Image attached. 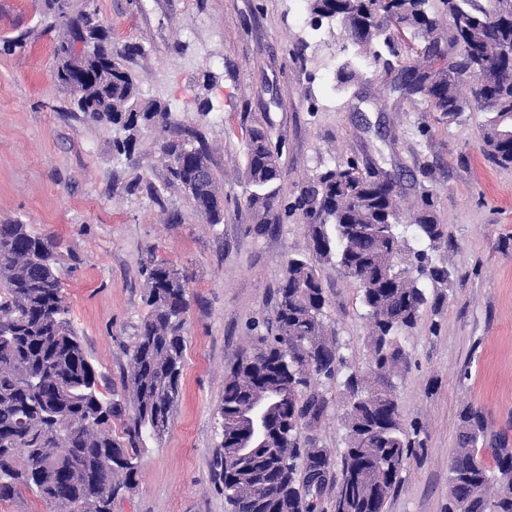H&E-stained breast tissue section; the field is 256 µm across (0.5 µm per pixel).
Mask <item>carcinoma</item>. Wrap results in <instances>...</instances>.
Returning a JSON list of instances; mask_svg holds the SVG:
<instances>
[{
    "label": "carcinoma",
    "mask_w": 512,
    "mask_h": 512,
    "mask_svg": "<svg viewBox=\"0 0 512 512\" xmlns=\"http://www.w3.org/2000/svg\"><path fill=\"white\" fill-rule=\"evenodd\" d=\"M308 2L318 19L314 29L334 19L352 46L377 59L383 50L401 54L388 17L411 30L423 46L402 69L403 98L452 120L473 106L488 112L482 150L494 164L512 166L506 139L512 131V0ZM47 7L66 30L54 50L57 78L77 95V110L124 132L113 140L119 155L134 150L141 131H157L170 183L194 195L192 207L207 223H224L208 151L189 146L167 104L142 99L137 75L123 64L141 49L112 48L106 32L93 26L94 9L72 14L68 0H47ZM443 18L449 20L444 42L434 37ZM438 58L448 64L435 67ZM281 158L269 127H251L246 206L260 234L288 217ZM351 168L321 173L302 201L315 259H288L274 317L254 325V348L224 377L218 465L231 512H316L328 484L345 488V512H384L412 449L425 447L421 430L401 421L391 375L406 359L401 339L427 309L440 306L451 283L448 267L432 258L445 224L427 194L403 223L400 177L381 171L362 183ZM411 228L426 248L409 245ZM56 249L54 237L34 235L26 224H0V499L23 486L54 512H74L78 502L92 512H112L118 491L136 482L145 438L168 429L183 370L188 278L144 260L151 312L130 349L123 396L107 398L67 318ZM401 258L407 259L402 268ZM332 260L359 284L370 324L368 371L350 372L343 381L348 445L337 462L311 441L301 447L299 439L302 426L317 424L327 405L316 381L336 379L345 366L338 343L326 336V296L316 266ZM124 415L122 434H112V419ZM448 512H512V450L485 447L483 420L473 408L460 414L448 465Z\"/></svg>",
    "instance_id": "obj_1"
}]
</instances>
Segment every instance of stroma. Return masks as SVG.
Returning <instances> with one entry per match:
<instances>
[{
	"label": "stroma",
	"mask_w": 512,
	"mask_h": 512,
	"mask_svg": "<svg viewBox=\"0 0 512 512\" xmlns=\"http://www.w3.org/2000/svg\"><path fill=\"white\" fill-rule=\"evenodd\" d=\"M91 6L113 46L140 47L129 68L144 99L170 103V119L205 143L224 222L206 224L168 182L154 134L131 156L112 150L111 126L72 106L56 78L58 29L46 0H0V224L22 223L59 242L68 317L102 383L123 391L129 349L149 316L141 264L147 255L189 278L181 391L167 432L147 440L138 483L112 512H229L217 476V407L224 373L251 346L250 325L270 316L288 258L310 252L306 221L294 216L256 234L245 205L248 130L271 126L283 145L282 192L296 198L325 168L354 162L400 175L402 210L432 196L447 240L437 258L455 273L438 311L406 335L394 372L403 424L426 446L411 458L385 512H447L448 462L459 414L483 416L486 445L512 448V168L481 149L487 112L450 120L409 101L376 107L399 70L349 45L338 22L313 29L307 0H71ZM305 62L292 59L297 41ZM350 63L356 80L338 86ZM210 71L209 90L197 77ZM207 95L211 112L199 111ZM138 191H128L132 181ZM325 325L350 368L368 361V325L357 284L320 263ZM322 419L302 437L340 455L347 445L341 382L322 381Z\"/></svg>",
	"instance_id": "1"
}]
</instances>
